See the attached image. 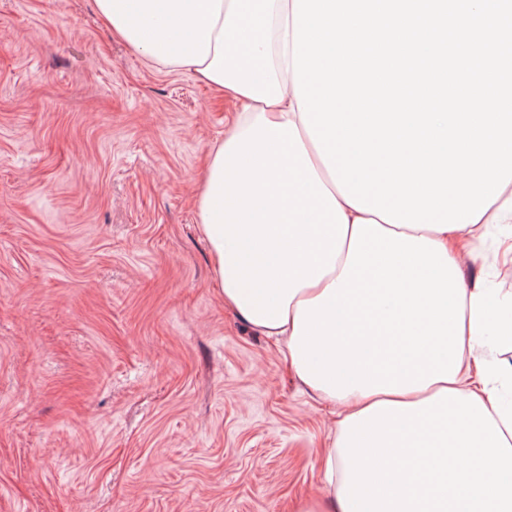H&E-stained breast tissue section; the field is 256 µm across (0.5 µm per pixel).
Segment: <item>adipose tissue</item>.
Segmentation results:
<instances>
[{
	"instance_id": "ef3b65f1",
	"label": "adipose tissue",
	"mask_w": 512,
	"mask_h": 512,
	"mask_svg": "<svg viewBox=\"0 0 512 512\" xmlns=\"http://www.w3.org/2000/svg\"><path fill=\"white\" fill-rule=\"evenodd\" d=\"M115 36L232 100L197 196L226 305L338 402L332 492L297 512H512V367L483 348L512 296L466 287L467 229L348 205L298 109L293 0H94Z\"/></svg>"
}]
</instances>
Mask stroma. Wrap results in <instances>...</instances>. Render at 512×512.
Here are the masks:
<instances>
[{
  "label": "stroma",
  "instance_id": "obj_1",
  "mask_svg": "<svg viewBox=\"0 0 512 512\" xmlns=\"http://www.w3.org/2000/svg\"><path fill=\"white\" fill-rule=\"evenodd\" d=\"M232 101L94 0H0V512H293L334 404L225 307L198 228ZM467 284L512 293L494 235Z\"/></svg>",
  "mask_w": 512,
  "mask_h": 512
}]
</instances>
